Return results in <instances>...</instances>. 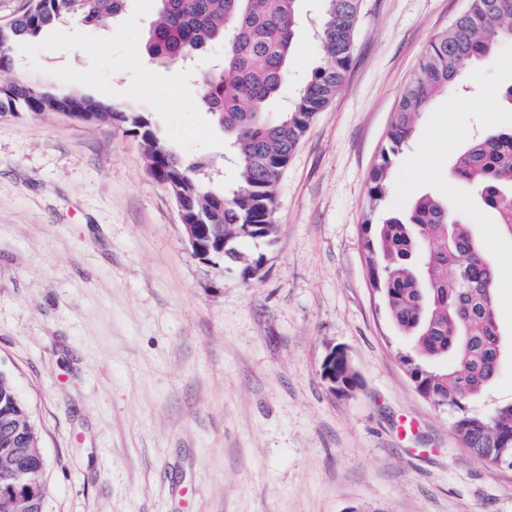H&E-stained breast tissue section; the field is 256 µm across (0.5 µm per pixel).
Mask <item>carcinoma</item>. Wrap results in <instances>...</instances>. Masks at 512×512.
<instances>
[{
  "mask_svg": "<svg viewBox=\"0 0 512 512\" xmlns=\"http://www.w3.org/2000/svg\"><path fill=\"white\" fill-rule=\"evenodd\" d=\"M126 0H33L0 22V74L14 71L13 44L34 40L56 24L77 19L106 28L125 14ZM146 43L150 59L175 63L223 46L219 64L198 76L200 106L224 130V160L236 172L231 190H218L204 166L179 157L160 136L150 115L129 104L58 91L24 79L0 80V114L36 117L72 115L109 121L139 142L149 173L165 183L188 222L224 228V261L242 278H260L264 256L238 248L270 239L279 173L298 148L317 114L336 97L352 59L362 0H320L315 32L329 62L313 68L276 119L266 105L288 82L300 25L301 0H158ZM500 42L512 43V0H469L464 12L430 40L418 70L403 92L368 188L369 211L388 193V171L411 147L415 122L439 96L460 83L461 65L489 57ZM452 178L467 184L491 209L501 231L512 237V128L470 143L453 160ZM370 283L383 298L398 332L408 337L421 361L403 363L421 393L460 414L459 439L491 466L512 460V403L491 410L465 409L494 380L501 362L500 329L494 301L497 274L483 256L471 224L428 194L408 212L378 224L366 221ZM38 431L10 379L0 375V464L30 472L38 489L31 512H44L43 463L26 454Z\"/></svg>",
  "mask_w": 512,
  "mask_h": 512,
  "instance_id": "carcinoma-1",
  "label": "carcinoma"
}]
</instances>
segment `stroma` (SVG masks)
Listing matches in <instances>:
<instances>
[{"mask_svg":"<svg viewBox=\"0 0 512 512\" xmlns=\"http://www.w3.org/2000/svg\"><path fill=\"white\" fill-rule=\"evenodd\" d=\"M468 0H363L346 79L279 180L277 231L244 282L195 257L175 202L136 139L61 115L0 116V373L35 421L44 512H512V466L459 442L425 398L370 284L368 183L399 99ZM156 0H128L109 30L71 20L11 52L60 91L132 104L184 158L224 164V134L180 64L149 60ZM292 82L323 54L303 4ZM470 91L419 115L390 169L385 209L433 193L467 219L497 270L502 365L480 410L512 401V237L449 174L475 135L512 127V46L466 62ZM429 149L431 165L411 169ZM345 348L350 394L323 374ZM414 428L402 430V419Z\"/></svg>","mask_w":512,"mask_h":512,"instance_id":"35a3bbf8","label":"stroma"}]
</instances>
